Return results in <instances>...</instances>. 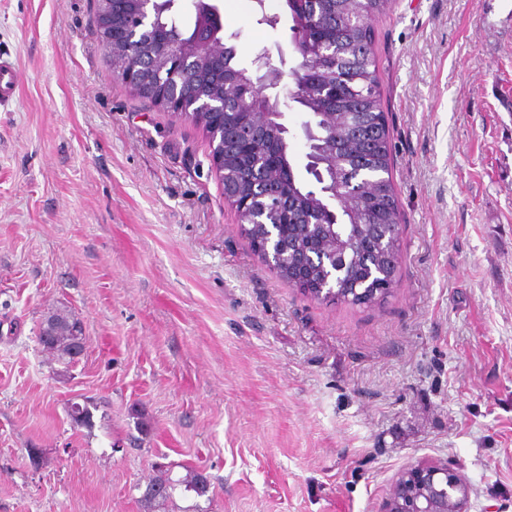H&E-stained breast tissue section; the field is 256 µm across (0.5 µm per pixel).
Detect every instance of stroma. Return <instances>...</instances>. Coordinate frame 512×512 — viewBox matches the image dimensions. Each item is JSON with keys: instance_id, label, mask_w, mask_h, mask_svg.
<instances>
[{"instance_id": "obj_1", "label": "stroma", "mask_w": 512, "mask_h": 512, "mask_svg": "<svg viewBox=\"0 0 512 512\" xmlns=\"http://www.w3.org/2000/svg\"><path fill=\"white\" fill-rule=\"evenodd\" d=\"M218 4L237 63L268 53L294 89L285 0ZM93 12L0 0V512H149L156 462L210 489L150 512H380L421 460L512 512V0L374 23L402 234L368 308L252 251L202 128L113 76ZM58 308L86 337L69 365L38 343ZM17 77L12 63L0 56V106L16 95Z\"/></svg>"}]
</instances>
